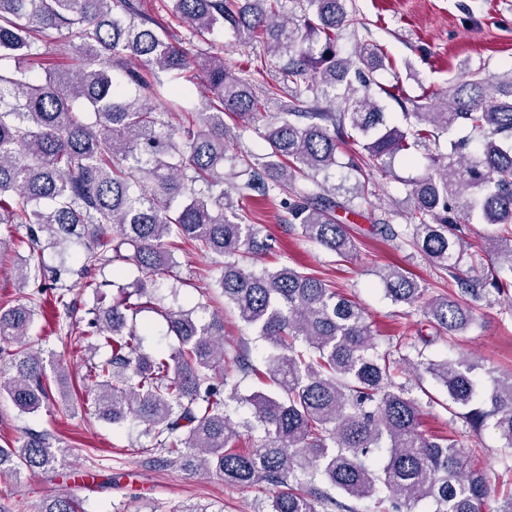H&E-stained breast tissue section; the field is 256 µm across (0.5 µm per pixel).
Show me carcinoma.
I'll return each mask as SVG.
<instances>
[{"label": "carcinoma", "mask_w": 512, "mask_h": 512, "mask_svg": "<svg viewBox=\"0 0 512 512\" xmlns=\"http://www.w3.org/2000/svg\"><path fill=\"white\" fill-rule=\"evenodd\" d=\"M174 24L208 42L231 31L263 52L253 72H236L215 52L202 60L207 92L196 111L175 125L160 97L165 83L190 68L174 35L151 27L139 0H0V224H25L29 244L65 249L87 238L81 272L118 261L142 273L173 262L164 240L179 238L225 258L217 280L224 301L263 343L264 369L242 348L235 364L263 380L266 390L243 398L217 381L223 369L224 317L199 302L190 309L162 305L155 289L137 279L120 287L108 307L94 292L92 317L73 338L111 357L83 376L87 409L98 420L145 426L150 445L167 461L234 486L272 487L264 512H331L338 501L376 500L380 512H483L491 493L486 472L475 468L450 436L421 430L423 406L413 388L395 381L409 371L423 388L428 375L446 391L448 411L480 431L493 421L512 448V374L486 387L464 357H430L435 338L408 345L399 359L377 350L359 304L327 281L288 266L259 272L243 265L274 245L253 224L241 223L232 194H288V223L327 251L346 258L355 244L337 210L356 212L376 196L373 171L385 172L397 155L411 157L463 126L469 138L430 157L429 171L411 183V208L387 210L375 224L385 236L412 246L448 272L457 292L422 307L430 326L452 339L476 320L474 302L512 293V69L485 74L468 69L448 88L412 98L399 84L375 78L387 69L382 46L363 39L352 56L338 41L362 27L354 0H298L300 19L288 18V0H161ZM52 40L70 46L78 63L31 75L28 61ZM288 80L257 84L252 73ZM405 110L407 127L388 123L379 95ZM269 116L261 138L266 152L240 158L224 115ZM413 111H407V106ZM478 155L465 152L470 142ZM353 145L347 169L354 183L327 186L340 149ZM305 181L300 191L295 183ZM348 194L345 201L336 194ZM477 217L495 227L485 237L490 258L478 262L458 224ZM397 218L404 224L394 227ZM60 268L25 265L26 287ZM385 295L413 305L421 283L399 266L379 273ZM151 308L167 323L176 345L154 356L141 352L148 327L136 317ZM34 310L25 303L0 308V396L23 413L49 400L51 368L28 347ZM246 401L259 432L258 447L231 446L238 431L233 405ZM63 450L46 432L30 431L17 448L0 447V474L54 472ZM37 512H82L67 495L45 498Z\"/></svg>", "instance_id": "cac0c4a2"}]
</instances>
